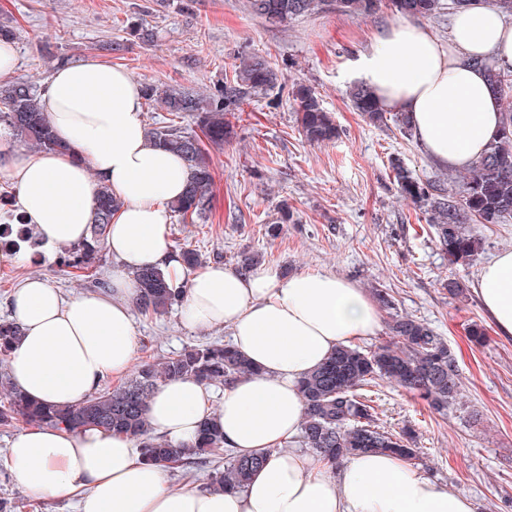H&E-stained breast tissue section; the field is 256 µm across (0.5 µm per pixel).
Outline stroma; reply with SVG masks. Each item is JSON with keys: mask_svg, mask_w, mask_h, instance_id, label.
I'll list each match as a JSON object with an SVG mask.
<instances>
[{"mask_svg": "<svg viewBox=\"0 0 512 512\" xmlns=\"http://www.w3.org/2000/svg\"><path fill=\"white\" fill-rule=\"evenodd\" d=\"M248 0H0V26L11 30L18 53L12 80L44 86L61 58L96 59L125 68L140 83L178 85L209 94L232 73L242 55L258 53L284 74L280 87L245 106L236 137L210 152L215 172L206 223L171 217L170 245L197 249L203 264L235 267L241 256L296 274L327 272L362 290L393 291L401 313L430 324L454 352L462 381L458 409L439 415L388 381L377 386L380 423L396 433L414 430L424 475L467 497L473 512H512V339L489 334L473 345L470 323L489 324L471 288L478 266L451 267L427 216L405 201L389 171L400 157L421 179L451 177L416 139L394 122L373 126L346 95L358 81V61L375 36L404 24L405 16L381 8L370 16L326 12L288 25L254 15ZM152 30L145 42L131 26ZM310 86L340 128L332 143L313 146L300 136L291 96ZM293 218L276 236L281 206ZM63 250L36 246L27 263L0 267V319L7 298L25 278L39 276L64 297L90 291L81 271L63 267ZM455 278L467 293L453 299ZM136 363L211 342L228 343L225 329L184 324L179 307L162 315L133 312ZM15 512H77L75 501L21 494L0 468V498Z\"/></svg>", "mask_w": 512, "mask_h": 512, "instance_id": "1", "label": "stroma"}]
</instances>
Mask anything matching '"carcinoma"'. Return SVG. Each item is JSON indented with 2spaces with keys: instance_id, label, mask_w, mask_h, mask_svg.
Returning a JSON list of instances; mask_svg holds the SVG:
<instances>
[{
  "instance_id": "carcinoma-1",
  "label": "carcinoma",
  "mask_w": 512,
  "mask_h": 512,
  "mask_svg": "<svg viewBox=\"0 0 512 512\" xmlns=\"http://www.w3.org/2000/svg\"><path fill=\"white\" fill-rule=\"evenodd\" d=\"M473 0H388L390 9L413 18H431L448 8L459 11ZM383 0H248L252 13L272 22L286 24L306 14L334 10L341 14L370 16ZM493 91L502 98L512 96V74L481 60ZM283 74L262 56L240 59L233 74L215 92L204 96L180 87H143L150 106L160 105L171 119L148 130L149 141L179 154L189 171L183 197L171 204L184 224H197L211 211L214 175L208 147L233 138L229 117L244 106L276 88ZM299 134L311 145L331 142L339 135L332 115L314 91L303 84L292 91ZM352 108L374 124L387 122L386 110L366 84L350 88ZM189 117L194 127L179 120ZM0 124L13 138L35 150L62 151L67 146L57 140L41 105L37 86L21 81L0 83ZM394 183L401 196L428 215L436 242L452 265L470 266L479 260L483 241L472 230L474 224H499L512 215V111L504 113L499 134L469 171L459 189L441 180L422 181L404 162L389 161ZM119 203L105 186L99 188L94 206L90 237L71 247L63 265L88 273L103 260L107 230ZM183 268L201 264V255L188 246L176 251ZM133 279L139 294L138 311L161 315L178 302L179 294L169 287L166 274L158 268L136 271ZM378 307L388 315L391 340L373 350L341 345L318 368L300 381L305 404L298 443L331 467L351 455L381 451L411 461L417 458L410 430L395 435L382 429L372 400L363 391L387 379L428 408L445 415L460 403L461 381L455 355L448 342L428 324L398 311L395 298L386 288L372 287ZM17 330L9 320H0V361L9 357ZM257 372L237 350L221 343L186 348L159 361H147L127 381L93 393L84 402L56 408L33 401L11 386H4L0 403V426L15 421L33 425H63L71 430L99 427L130 435L139 440L142 460L184 473L209 458L224 459V470L212 478L218 489L241 488L264 464L261 455L239 456L224 447V435L206 421L194 441L178 447L151 432L146 405L158 386L169 379L193 377L205 384L228 383Z\"/></svg>"
}]
</instances>
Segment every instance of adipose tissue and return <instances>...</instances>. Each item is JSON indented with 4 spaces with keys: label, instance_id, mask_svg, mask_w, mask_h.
<instances>
[{
    "label": "adipose tissue",
    "instance_id": "1",
    "mask_svg": "<svg viewBox=\"0 0 512 512\" xmlns=\"http://www.w3.org/2000/svg\"><path fill=\"white\" fill-rule=\"evenodd\" d=\"M477 58L512 71V20L491 0L455 14L444 41L425 24L390 28L362 56L359 74L384 108L405 113L428 157L460 170L485 153L503 119ZM41 102L69 149L22 152L0 131V168L17 186L18 210L45 246L67 247L88 237L97 191L109 187L121 203L106 240L118 266L105 289L68 299L41 277L15 289L12 386L61 407L124 375L136 346L131 274L159 267L183 292L185 324L229 329L258 372L225 386L215 410L205 384L162 383L147 408L153 431L188 443L213 417L228 447L266 461L239 490L175 487L165 469L142 461L132 437L24 425L0 463L22 494L73 498L78 512H473L467 498L399 457L361 453L331 468L289 449L304 415L300 380L336 346L380 327L379 309L356 283L265 267L242 275L216 263L185 276L168 224L187 171L179 156L150 144L140 84L123 68L85 60L55 67ZM473 291L497 334L512 338V250L481 265Z\"/></svg>",
    "mask_w": 512,
    "mask_h": 512
}]
</instances>
